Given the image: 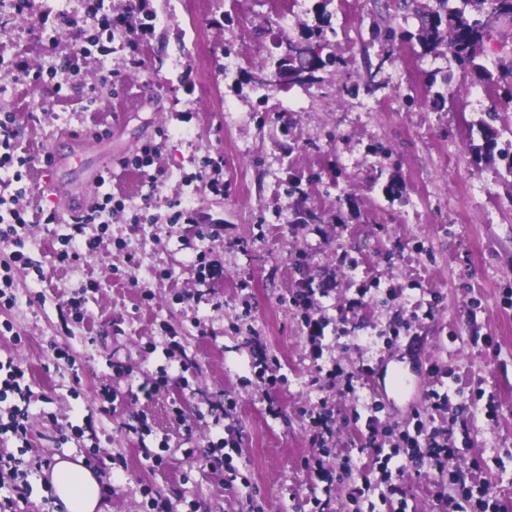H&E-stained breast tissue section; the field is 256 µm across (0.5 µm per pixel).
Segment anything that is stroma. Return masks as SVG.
I'll use <instances>...</instances> for the list:
<instances>
[{"label":"stroma","instance_id":"35a3bbf8","mask_svg":"<svg viewBox=\"0 0 512 512\" xmlns=\"http://www.w3.org/2000/svg\"><path fill=\"white\" fill-rule=\"evenodd\" d=\"M148 8L160 21L133 68L121 36L103 58L80 54L75 30L40 27L41 17L79 13L77 0H35L29 15L0 5V110L14 113L17 152L31 160L19 183L0 169V194L26 187L25 252L45 273L15 269V303L0 311V361L20 367L32 391L28 440L7 448L27 463L96 452L110 512H149L150 488L172 512H389L379 493L349 497L368 464L364 419L405 428L436 371L449 369L451 389L472 404L470 434L455 438V475L512 503V189L501 162L468 149L503 85L471 74L456 102L440 98L431 77L456 75L451 61L413 41L374 38L417 28L391 0H298L286 28L272 0ZM291 42L336 53L338 64L305 86L240 95ZM18 56L42 82L11 75ZM67 78L77 90L58 98L53 85ZM367 79L370 89L344 92ZM373 100L380 110L367 111ZM72 131L85 143L69 140ZM146 144L157 148L149 172L125 165ZM52 150L63 158L54 169L43 162ZM209 158L222 162L223 193L198 178ZM98 168L125 208L85 225L74 242L80 261L59 263L55 251L72 233L62 199L86 192ZM177 199L191 201L194 223H172ZM44 211L61 213V223H42ZM307 281L328 287L310 308L327 323L319 357L290 302ZM361 288L371 302L349 316L345 304ZM393 290L407 300L411 330L389 348ZM264 357L281 366L271 388L255 376ZM337 360L369 368L357 398L312 384ZM397 373L405 390L391 385ZM132 383L157 390L135 398ZM107 389L116 398L105 400ZM322 402L334 417L326 464L339 471L349 458L359 469L334 484L306 464L321 455L307 412ZM231 430L236 447H222ZM215 447L218 471L202 464ZM148 450L162 463L145 459Z\"/></svg>","mask_w":512,"mask_h":512}]
</instances>
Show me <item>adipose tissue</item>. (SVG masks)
Wrapping results in <instances>:
<instances>
[{
  "mask_svg": "<svg viewBox=\"0 0 512 512\" xmlns=\"http://www.w3.org/2000/svg\"><path fill=\"white\" fill-rule=\"evenodd\" d=\"M49 485L65 512H105L101 483L82 459L56 458Z\"/></svg>",
  "mask_w": 512,
  "mask_h": 512,
  "instance_id": "adipose-tissue-1",
  "label": "adipose tissue"
}]
</instances>
